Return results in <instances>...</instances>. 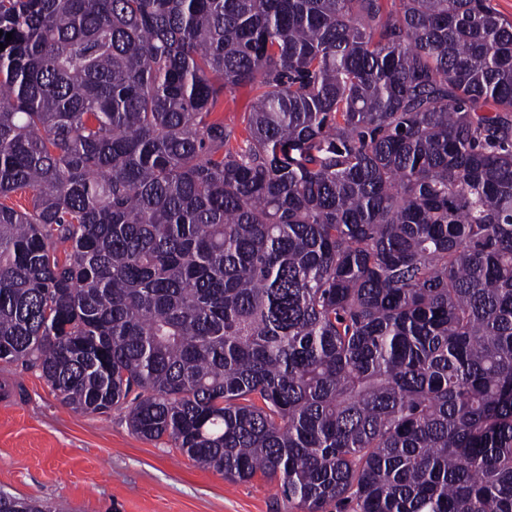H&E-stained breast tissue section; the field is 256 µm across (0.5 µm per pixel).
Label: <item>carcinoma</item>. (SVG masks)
I'll return each instance as SVG.
<instances>
[{
  "instance_id": "carcinoma-1",
  "label": "carcinoma",
  "mask_w": 512,
  "mask_h": 512,
  "mask_svg": "<svg viewBox=\"0 0 512 512\" xmlns=\"http://www.w3.org/2000/svg\"><path fill=\"white\" fill-rule=\"evenodd\" d=\"M0 31L1 362L307 512H512L492 0H0ZM256 90L250 87L239 88L234 95L224 97V104L222 106L223 112H219L220 116H224V122L238 126V131L243 128L241 124L242 117L246 111V107Z\"/></svg>"
}]
</instances>
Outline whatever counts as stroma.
Instances as JSON below:
<instances>
[{
  "label": "stroma",
  "mask_w": 512,
  "mask_h": 512,
  "mask_svg": "<svg viewBox=\"0 0 512 512\" xmlns=\"http://www.w3.org/2000/svg\"><path fill=\"white\" fill-rule=\"evenodd\" d=\"M0 384L18 391L0 406V492L61 512H305L277 480L229 481L140 438L126 409L73 411L24 360L0 362Z\"/></svg>",
  "instance_id": "obj_1"
}]
</instances>
